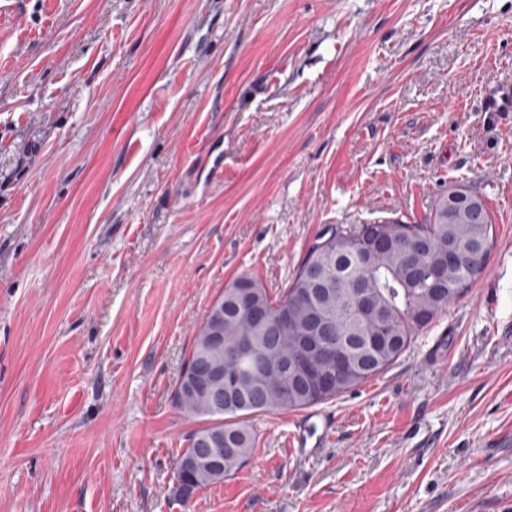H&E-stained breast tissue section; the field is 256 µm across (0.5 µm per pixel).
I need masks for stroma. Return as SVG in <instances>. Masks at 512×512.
Here are the masks:
<instances>
[{
	"mask_svg": "<svg viewBox=\"0 0 512 512\" xmlns=\"http://www.w3.org/2000/svg\"><path fill=\"white\" fill-rule=\"evenodd\" d=\"M507 85L512 0H0V512H512ZM459 184L495 226L476 286L178 499L216 296Z\"/></svg>",
	"mask_w": 512,
	"mask_h": 512,
	"instance_id": "1",
	"label": "stroma"
}]
</instances>
